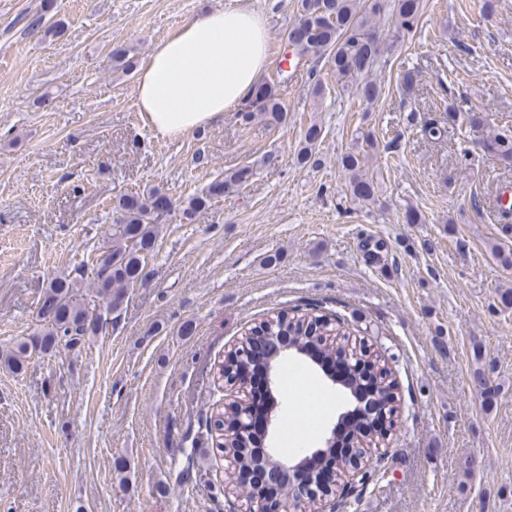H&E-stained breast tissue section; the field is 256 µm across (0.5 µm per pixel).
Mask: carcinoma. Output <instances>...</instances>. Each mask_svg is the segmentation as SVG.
Listing matches in <instances>:
<instances>
[{
	"label": "carcinoma",
	"mask_w": 512,
	"mask_h": 512,
	"mask_svg": "<svg viewBox=\"0 0 512 512\" xmlns=\"http://www.w3.org/2000/svg\"><path fill=\"white\" fill-rule=\"evenodd\" d=\"M299 18L285 36L283 60L297 69L306 62L323 60L330 66L336 84L348 91L366 107L375 105L382 96L381 84L373 79L377 68L385 63L384 54L391 46L378 35L381 13L388 10L397 32H411L419 22L420 0H299ZM419 72L407 68L400 73L402 94H413ZM288 113L280 97L277 83H260L251 99L238 110V118L246 126L256 119L277 127L287 121ZM323 138V127L316 121L302 130L296 161L300 165L319 163L315 158ZM485 153L496 157L506 168L512 167V126L506 124L493 129L481 141ZM380 144L370 132L356 138L355 145L338 157L344 172L346 191L350 199L365 207L378 202V183L369 174L368 159L378 153ZM254 176L253 168L243 166L224 174L208 188L181 203L183 219L192 222L209 209L212 201L230 194L245 185ZM175 209L170 196L153 189L146 195L127 194L118 199L115 211L118 217L112 224L107 250L102 260L89 272L77 277L56 276L45 287L43 312L38 314L40 327L31 335L0 352V367L14 374L22 373L35 354L53 355L61 346L76 347L103 331L100 322L118 313L126 300L128 290L146 278L145 268L159 237L160 225ZM105 303V313H97L85 303L83 289ZM338 317H329L314 311L300 314L282 310L262 322L269 331L286 336L303 337L342 336ZM472 382L482 401L494 399L495 388L489 385L485 370L478 367ZM375 403L380 407L396 402L392 382L380 380L374 391ZM209 432L215 436V448L232 454V461L240 468L252 463L250 441L243 436L224 439V411L209 420Z\"/></svg>",
	"instance_id": "cac0c4a2"
}]
</instances>
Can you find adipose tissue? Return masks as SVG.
Segmentation results:
<instances>
[{"label":"adipose tissue","instance_id":"ef3b65f1","mask_svg":"<svg viewBox=\"0 0 512 512\" xmlns=\"http://www.w3.org/2000/svg\"><path fill=\"white\" fill-rule=\"evenodd\" d=\"M262 15L214 9L157 41L139 68L136 106L156 134L180 137L223 122L246 102L268 59Z\"/></svg>","mask_w":512,"mask_h":512}]
</instances>
